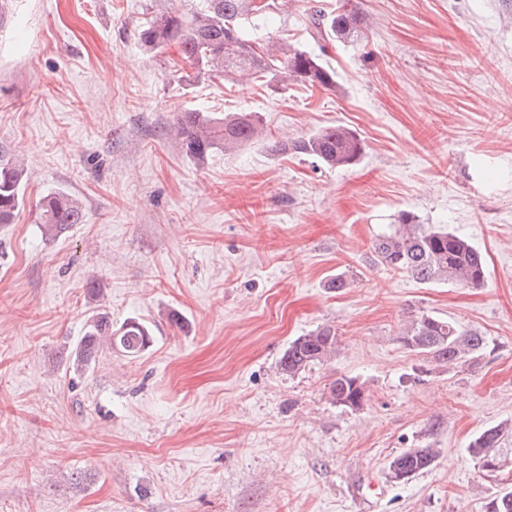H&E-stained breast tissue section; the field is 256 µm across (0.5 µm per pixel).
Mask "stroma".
Returning <instances> with one entry per match:
<instances>
[{"label":"stroma","instance_id":"35a3bbf8","mask_svg":"<svg viewBox=\"0 0 512 512\" xmlns=\"http://www.w3.org/2000/svg\"><path fill=\"white\" fill-rule=\"evenodd\" d=\"M346 4L368 40L327 48L337 87L313 90L193 78L177 45L141 44L146 18L203 0H9L0 148L28 180L0 224V512H486L512 490V0H293L258 34L317 51L310 13ZM186 111L256 112L267 136L196 160L175 135ZM336 124L365 145L355 166L269 148ZM61 191L86 221L51 234L38 202ZM401 210L467 238L484 286L376 265ZM96 311L152 343L74 371ZM422 313L485 350L445 365L407 349ZM322 325L335 356L282 372ZM343 375L360 408L333 403ZM497 425L488 471L469 444ZM412 448L434 464L392 481Z\"/></svg>","mask_w":512,"mask_h":512}]
</instances>
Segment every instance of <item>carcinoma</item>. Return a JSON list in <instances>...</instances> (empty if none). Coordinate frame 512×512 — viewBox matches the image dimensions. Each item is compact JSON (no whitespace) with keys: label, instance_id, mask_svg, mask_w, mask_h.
Segmentation results:
<instances>
[{"label":"carcinoma","instance_id":"1","mask_svg":"<svg viewBox=\"0 0 512 512\" xmlns=\"http://www.w3.org/2000/svg\"><path fill=\"white\" fill-rule=\"evenodd\" d=\"M280 10L278 0H205L203 8L186 21L176 14H162L143 25L141 43L160 49L177 43L182 56L199 74L218 76L234 74L248 80L285 77L305 86L323 90L336 88V72L320 55L288 45L284 39L260 43L250 35L259 21ZM365 17L345 8L334 15L317 11L311 15V38L320 47L335 41L358 40ZM176 137L182 150L197 159L219 147L226 149L265 138L260 118L250 112H236L222 118L207 112H182L176 119ZM276 154H300L333 168L355 165L364 152V143L355 131L344 125L326 126L315 133L271 146ZM26 170L6 153L0 154V224H12L23 205ZM86 214L78 200L60 192L43 198L39 223L49 230H61L67 224H82ZM376 264L407 274L415 281L430 285L455 282L479 288L486 278V264L481 253L464 237L445 228L420 222L412 212L398 213L388 230L377 234L371 244ZM152 342L150 327L129 319L119 327L98 312L86 322L76 343L72 368L82 371L96 361L103 351L136 357ZM400 342L408 349L426 353L435 361L454 365L467 363L483 350L486 340L457 324L434 315L422 314L407 322ZM336 353V331L330 325L299 336L288 344L279 367L290 374L306 366L331 358ZM336 403L350 408L363 402V390L349 377L336 379L331 386ZM503 429L491 427L471 443V453L483 464L495 463L496 448ZM436 453L431 448H411L395 456L390 464L413 477L429 469Z\"/></svg>","mask_w":512,"mask_h":512}]
</instances>
